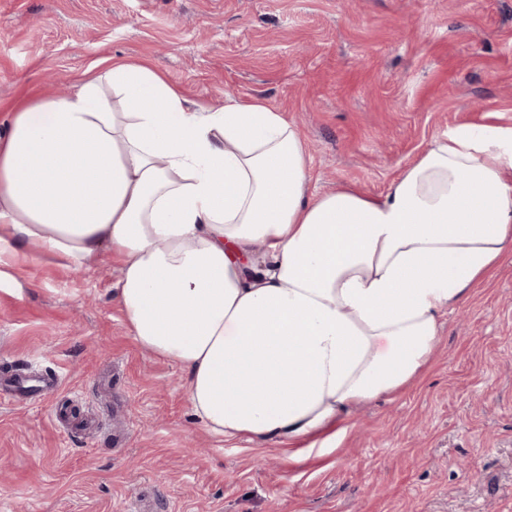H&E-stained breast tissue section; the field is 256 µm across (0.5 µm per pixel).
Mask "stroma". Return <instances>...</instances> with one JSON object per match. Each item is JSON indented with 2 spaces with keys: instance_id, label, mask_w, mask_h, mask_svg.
<instances>
[{
  "instance_id": "1",
  "label": "stroma",
  "mask_w": 512,
  "mask_h": 512,
  "mask_svg": "<svg viewBox=\"0 0 512 512\" xmlns=\"http://www.w3.org/2000/svg\"><path fill=\"white\" fill-rule=\"evenodd\" d=\"M107 58L193 106L265 101L302 130L316 193L380 196L448 129L512 128V0H0V132ZM119 278L108 257L0 265V512H512V255L332 448L209 433Z\"/></svg>"
}]
</instances>
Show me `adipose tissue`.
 <instances>
[{
	"mask_svg": "<svg viewBox=\"0 0 512 512\" xmlns=\"http://www.w3.org/2000/svg\"><path fill=\"white\" fill-rule=\"evenodd\" d=\"M309 181L264 102L192 109L117 61L15 105L0 259L109 255L132 335L186 373L206 430L298 444L416 377L448 304L512 251V129H449L379 197Z\"/></svg>",
	"mask_w": 512,
	"mask_h": 512,
	"instance_id": "1",
	"label": "adipose tissue"
}]
</instances>
